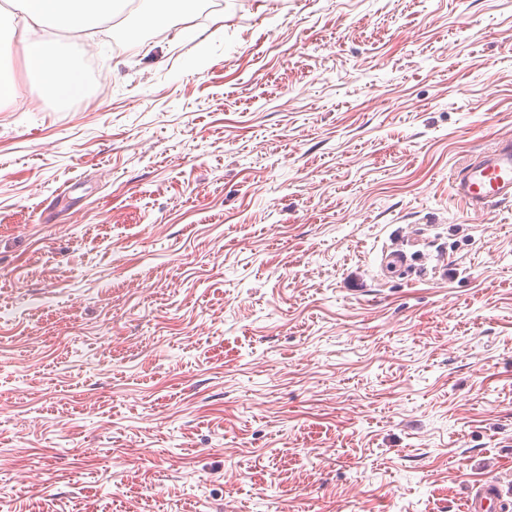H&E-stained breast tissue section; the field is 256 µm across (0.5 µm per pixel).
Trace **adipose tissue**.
<instances>
[{"label":"adipose tissue","mask_w":512,"mask_h":512,"mask_svg":"<svg viewBox=\"0 0 512 512\" xmlns=\"http://www.w3.org/2000/svg\"><path fill=\"white\" fill-rule=\"evenodd\" d=\"M10 11H0V40L17 42L20 64L0 61V112L21 97L18 75L36 77L48 96L67 102L85 96L80 60L63 56L44 32L55 23L76 33L99 28L111 18L117 0H11Z\"/></svg>","instance_id":"obj_1"}]
</instances>
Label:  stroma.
Here are the masks:
<instances>
[{
	"instance_id": "obj_1",
	"label": "stroma",
	"mask_w": 512,
	"mask_h": 512,
	"mask_svg": "<svg viewBox=\"0 0 512 512\" xmlns=\"http://www.w3.org/2000/svg\"><path fill=\"white\" fill-rule=\"evenodd\" d=\"M126 3L0 112V512L512 510V0ZM187 0H141L139 21L142 24L155 22L167 11L185 6ZM455 195L468 207L486 211L512 202V140L483 151L453 178ZM502 493L498 486H482L469 500L467 504L468 512H491V508L502 506Z\"/></svg>"
}]
</instances>
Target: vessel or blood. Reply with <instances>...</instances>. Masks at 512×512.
Segmentation results:
<instances>
[{
  "mask_svg": "<svg viewBox=\"0 0 512 512\" xmlns=\"http://www.w3.org/2000/svg\"><path fill=\"white\" fill-rule=\"evenodd\" d=\"M456 196L468 207L485 211L512 202V140L497 143L465 165L453 179ZM498 486L481 487L469 500L467 512H490L500 506Z\"/></svg>",
  "mask_w": 512,
  "mask_h": 512,
  "instance_id": "b4317fda",
  "label": "vessel or blood"
}]
</instances>
